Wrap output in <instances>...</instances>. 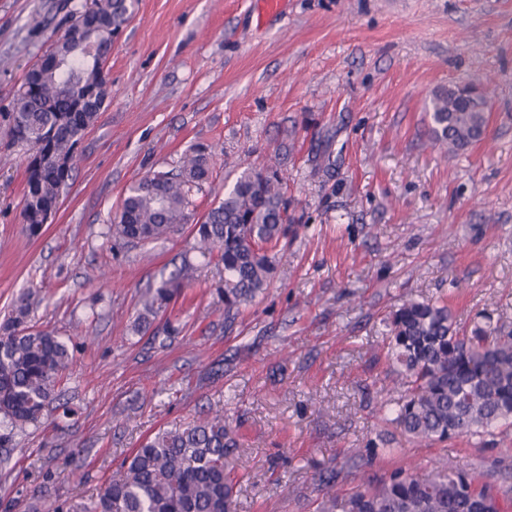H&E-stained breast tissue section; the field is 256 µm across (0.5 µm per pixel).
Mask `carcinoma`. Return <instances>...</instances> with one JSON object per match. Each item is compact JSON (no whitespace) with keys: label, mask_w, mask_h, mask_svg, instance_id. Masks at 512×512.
I'll return each instance as SVG.
<instances>
[{"label":"carcinoma","mask_w":512,"mask_h":512,"mask_svg":"<svg viewBox=\"0 0 512 512\" xmlns=\"http://www.w3.org/2000/svg\"><path fill=\"white\" fill-rule=\"evenodd\" d=\"M136 0H90L72 17L93 15L117 32ZM49 55L60 65L34 64L24 76L17 111L0 119L11 144L37 150L27 170L23 223L40 233L68 186L77 146L95 125L102 107L71 112L67 92L94 83L99 59L57 38ZM489 102L471 85L438 90L430 102L432 135L443 148L461 150L482 140ZM210 157L200 148L177 170L152 171L126 192L112 235L124 243L163 239L193 217L191 192L210 176ZM277 168L245 169L224 200L195 222L201 257L219 254L224 265V320L270 284L274 260L289 225ZM173 293L163 284L145 305L162 308ZM33 294L22 296L0 324V446L37 424L56 397L73 355L51 332L28 325ZM384 348L393 373L403 381L389 421L412 442L481 436L512 427V331L489 315L468 334L455 326L448 301L408 299L390 316ZM224 414L200 417L175 432L157 435L136 449L103 487L76 512H233V481L226 473L232 447ZM335 475L323 480L320 512H509L512 486L481 482L448 459L423 469L398 468L375 486L342 494Z\"/></svg>","instance_id":"carcinoma-1"}]
</instances>
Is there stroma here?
Segmentation results:
<instances>
[{"instance_id": "obj_1", "label": "stroma", "mask_w": 512, "mask_h": 512, "mask_svg": "<svg viewBox=\"0 0 512 512\" xmlns=\"http://www.w3.org/2000/svg\"><path fill=\"white\" fill-rule=\"evenodd\" d=\"M85 0H0V113ZM138 0L112 45L109 96L37 236L21 216L26 153L0 126V321L22 293L31 323L73 354L57 409L0 448V512L84 502L146 439L222 409L235 512H319L398 467L452 459L512 484V429L407 441L381 412L383 354L404 299L447 297L456 325L512 330V0ZM468 83L484 139L444 153L428 106ZM206 148L203 217L244 168L288 173L291 231L266 290L224 323V266L192 225L115 241L126 189ZM149 327L147 297L182 263ZM380 454L366 459L368 443Z\"/></svg>"}]
</instances>
